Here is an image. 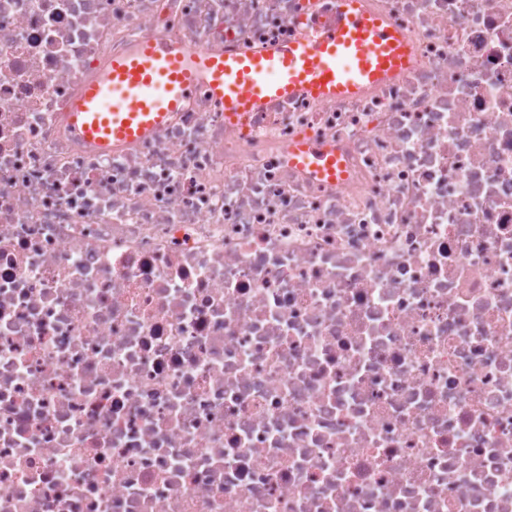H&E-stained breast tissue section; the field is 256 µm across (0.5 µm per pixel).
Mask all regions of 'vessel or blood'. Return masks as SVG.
I'll use <instances>...</instances> for the list:
<instances>
[{"instance_id": "obj_1", "label": "vessel or blood", "mask_w": 512, "mask_h": 512, "mask_svg": "<svg viewBox=\"0 0 512 512\" xmlns=\"http://www.w3.org/2000/svg\"><path fill=\"white\" fill-rule=\"evenodd\" d=\"M408 58L394 26L363 11L359 0H336L332 19L312 36L246 62L145 41L113 58L69 119L83 139L109 150L152 134L181 108L198 80L208 81L229 118L237 119L298 92L319 99L357 93L402 70Z\"/></svg>"}]
</instances>
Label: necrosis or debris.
<instances>
[{
	"label": "necrosis or debris",
	"mask_w": 512,
	"mask_h": 512,
	"mask_svg": "<svg viewBox=\"0 0 512 512\" xmlns=\"http://www.w3.org/2000/svg\"><path fill=\"white\" fill-rule=\"evenodd\" d=\"M328 4L0 0V512H512V0H360L410 62L341 99L68 122ZM304 153L302 165H307L311 170L318 172L320 175L325 173L329 175L334 174L333 165L335 159L328 156L325 150L319 149H306L304 147L298 148L296 154Z\"/></svg>",
	"instance_id": "1"
}]
</instances>
